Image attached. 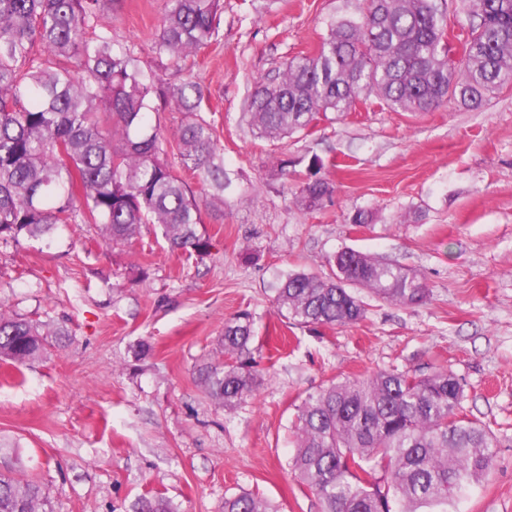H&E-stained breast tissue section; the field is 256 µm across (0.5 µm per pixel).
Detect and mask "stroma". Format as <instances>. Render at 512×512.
I'll return each instance as SVG.
<instances>
[{
	"label": "stroma",
	"mask_w": 512,
	"mask_h": 512,
	"mask_svg": "<svg viewBox=\"0 0 512 512\" xmlns=\"http://www.w3.org/2000/svg\"><path fill=\"white\" fill-rule=\"evenodd\" d=\"M367 0H224L219 36L159 70L151 45L164 0H122L106 16L115 46L169 83L193 75L230 179L223 204L203 209L210 255L171 250L157 226L106 244L91 224L53 241L0 246V304L64 329L63 346L23 372L0 361V439L18 444L16 476L40 482L52 512H136L161 495L179 512H222L253 493L279 512H321L289 467L296 407L329 381L391 368L452 370L466 412L500 439L487 481L448 512H512V89L483 110L447 104L424 114L357 104L308 134L269 141L241 121L257 81L313 53L331 21ZM319 156L335 191L302 211L292 202ZM294 160L282 174L274 162ZM374 223L349 224L355 210ZM414 269L420 305L373 300L346 327H302L280 316L281 273H319L344 247ZM249 253L253 262L242 261ZM254 319L262 375L234 413L216 407L197 367L219 351L224 321Z\"/></svg>",
	"instance_id": "1"
}]
</instances>
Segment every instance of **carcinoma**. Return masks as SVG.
Masks as SVG:
<instances>
[{"label": "carcinoma", "instance_id": "carcinoma-1", "mask_svg": "<svg viewBox=\"0 0 512 512\" xmlns=\"http://www.w3.org/2000/svg\"><path fill=\"white\" fill-rule=\"evenodd\" d=\"M114 0H0V244L48 241L66 224H93L103 240H132L158 226L174 250L202 256L213 248L199 232L202 208L224 200V149L205 119L208 94L193 76L179 85L144 71L115 47L104 23ZM461 56L449 58L448 19L438 0H369L358 16L331 22L318 50L285 62L256 85L242 118L257 138L302 134L328 114L375 96L395 112H430L449 102L481 110L512 89V0H461ZM223 0H165L152 53L172 64L219 35ZM41 47L35 52L34 47ZM188 115L178 132L183 168L197 195L161 158L159 106ZM323 161L310 158L294 203L321 207L333 187ZM79 178L83 194L71 186ZM329 274L292 270L278 278V312L296 325L347 326L366 317L352 292L395 305L430 295L417 273L346 247L326 259ZM0 308V360L17 371L44 357L49 336ZM252 315L224 320L220 355L198 381L231 413L251 398L259 372L246 356ZM464 389L447 368L428 374L379 371L332 382L308 394L291 424V470L317 495L321 512H448V503L485 480L499 439L463 413ZM0 460V512H46L48 496L20 481ZM137 512H177L163 496ZM224 512H278L250 493L224 498Z\"/></svg>", "mask_w": 512, "mask_h": 512}]
</instances>
